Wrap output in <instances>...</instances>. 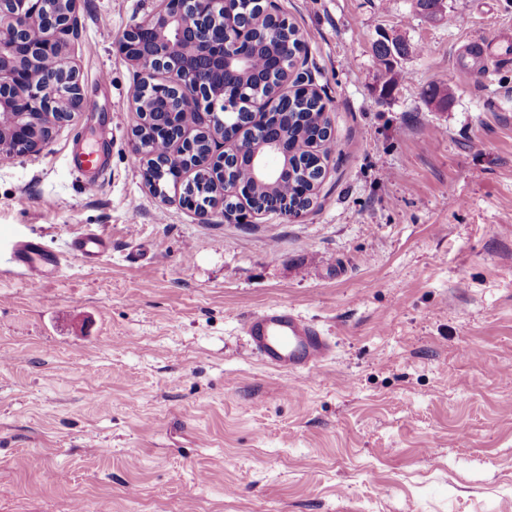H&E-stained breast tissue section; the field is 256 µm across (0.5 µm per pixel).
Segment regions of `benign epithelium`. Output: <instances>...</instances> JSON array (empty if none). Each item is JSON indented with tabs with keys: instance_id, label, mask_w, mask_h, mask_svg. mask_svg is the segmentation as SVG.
Masks as SVG:
<instances>
[{
	"instance_id": "7a95c632",
	"label": "benign epithelium",
	"mask_w": 512,
	"mask_h": 512,
	"mask_svg": "<svg viewBox=\"0 0 512 512\" xmlns=\"http://www.w3.org/2000/svg\"><path fill=\"white\" fill-rule=\"evenodd\" d=\"M161 6L130 26L117 42L118 52L137 68L134 91L139 122L131 131L134 152L144 160L142 177L157 195L173 186L181 205L207 223L219 210L224 217L279 212L298 219L287 197L272 196L257 204L250 192L229 179L226 169L247 158L263 182L277 180L290 157L281 129L267 124L269 112L288 95V80L309 92L302 57L294 51V68L280 65L275 84L261 90L246 79L253 67L251 38L262 32L278 38L288 20L276 0H257L260 11L246 16L241 0H160ZM77 0H0V155L11 159L40 153L52 128L85 111L87 99L78 72L62 62L68 36L78 32ZM194 113L185 125L182 112ZM245 122L231 130L230 112ZM262 134L265 149H256L244 132ZM167 143L159 155L144 134ZM205 140L207 151L198 155ZM235 206L227 208L228 201Z\"/></svg>"
}]
</instances>
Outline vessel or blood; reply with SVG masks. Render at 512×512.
<instances>
[{
    "label": "vessel or blood",
    "mask_w": 512,
    "mask_h": 512,
    "mask_svg": "<svg viewBox=\"0 0 512 512\" xmlns=\"http://www.w3.org/2000/svg\"><path fill=\"white\" fill-rule=\"evenodd\" d=\"M111 243L102 234L89 229L70 244L73 255L94 262L109 253ZM17 263L26 274H41L44 266L61 269L64 258L46 250L35 240L16 246ZM253 351L264 363L285 373H319L333 353V345L313 323L284 306H270L250 315L243 324Z\"/></svg>",
    "instance_id": "b4317fda"
}]
</instances>
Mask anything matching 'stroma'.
I'll use <instances>...</instances> for the list:
<instances>
[{
    "mask_svg": "<svg viewBox=\"0 0 512 512\" xmlns=\"http://www.w3.org/2000/svg\"><path fill=\"white\" fill-rule=\"evenodd\" d=\"M336 149L311 208L200 223L142 178L135 67L113 42L157 0H78L63 58L92 109L0 165V512H512V0H277ZM385 34L416 52L381 96ZM447 85V109L428 105ZM96 152L86 173L73 156ZM94 229V264L69 258ZM67 255L27 278L16 242ZM284 304L321 373L251 353ZM110 249V241L93 229L86 230L70 244L71 253L87 263L101 259L110 252ZM252 350L264 363L285 373H319L333 345L313 323L284 306H268L243 324Z\"/></svg>",
    "mask_w": 512,
    "mask_h": 512,
    "instance_id": "35a3bbf8",
    "label": "stroma"
}]
</instances>
